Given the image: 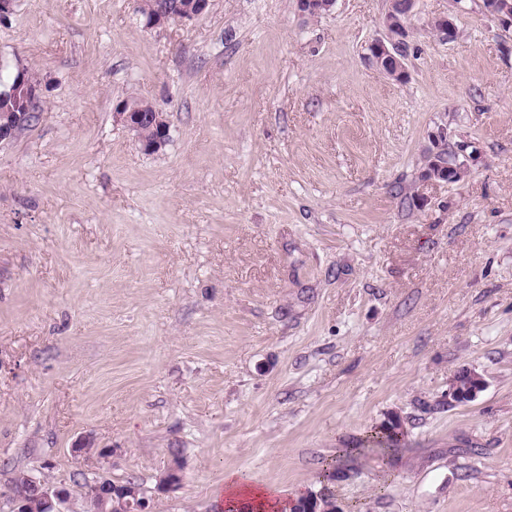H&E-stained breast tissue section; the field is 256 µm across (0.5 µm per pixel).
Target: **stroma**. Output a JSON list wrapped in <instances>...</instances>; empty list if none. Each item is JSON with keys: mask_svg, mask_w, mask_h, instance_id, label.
Here are the masks:
<instances>
[{"mask_svg": "<svg viewBox=\"0 0 512 512\" xmlns=\"http://www.w3.org/2000/svg\"><path fill=\"white\" fill-rule=\"evenodd\" d=\"M140 5L0 22V63L44 85L0 143V512L20 472L73 512L98 474L218 512L230 471L344 512H512V31L418 0L399 82L367 57L389 0H213L155 29ZM121 98L162 109L160 152ZM440 131L474 158L461 182L424 176ZM466 368L485 387L458 404ZM393 413L391 468L345 455ZM119 101H129L131 106L136 107L139 112H143V114L146 115L152 114L153 110L156 108V106H154L151 102L141 99L122 98L119 99ZM139 112H134L133 110H130L127 105L119 104L118 102L114 108V115L116 120L134 133L140 130V127L144 121L142 114ZM154 125L156 132L154 138L150 140H140L138 137L139 135L142 138H150L154 135L153 129L149 124L144 125L136 135L140 148L146 153H155L159 151L163 146H165L168 140L169 130L166 120L156 116Z\"/></svg>", "mask_w": 512, "mask_h": 512, "instance_id": "35a3bbf8", "label": "stroma"}]
</instances>
